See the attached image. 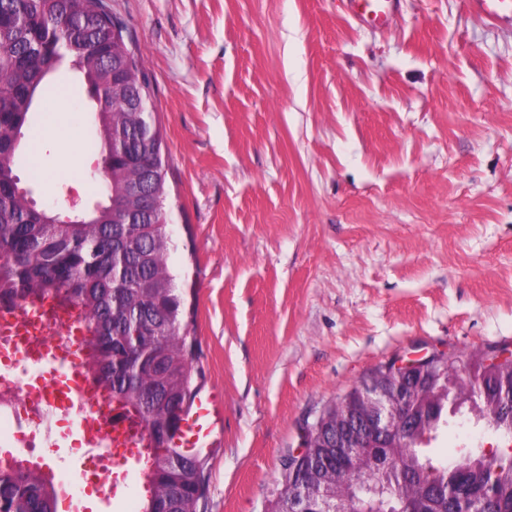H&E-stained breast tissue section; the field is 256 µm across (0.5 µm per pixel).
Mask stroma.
Here are the masks:
<instances>
[{
  "label": "stroma",
  "mask_w": 512,
  "mask_h": 512,
  "mask_svg": "<svg viewBox=\"0 0 512 512\" xmlns=\"http://www.w3.org/2000/svg\"><path fill=\"white\" fill-rule=\"evenodd\" d=\"M166 144L171 262L218 416L201 512H270L304 427L394 358L512 348V24L468 0H108ZM66 102L37 142L78 207L100 156ZM501 438L469 416L435 454ZM353 17L377 28L387 27L399 0H346Z\"/></svg>",
  "instance_id": "1"
}]
</instances>
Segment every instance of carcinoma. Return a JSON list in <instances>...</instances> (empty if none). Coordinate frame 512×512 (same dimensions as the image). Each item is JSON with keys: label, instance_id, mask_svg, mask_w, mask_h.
<instances>
[{"label": "carcinoma", "instance_id": "cac0c4a2", "mask_svg": "<svg viewBox=\"0 0 512 512\" xmlns=\"http://www.w3.org/2000/svg\"><path fill=\"white\" fill-rule=\"evenodd\" d=\"M123 21L107 0H0V254H22V264L0 263V299L17 302L77 295L87 332L86 362L105 394L138 410L154 442L153 498L139 512H199L206 485L205 461L173 445L179 421L171 408L187 413L200 387L192 366L196 337L185 319L179 273L171 266L175 242L169 231L165 144L157 123L144 125L133 106L151 97L150 86L129 49ZM94 102L90 149L101 155L94 174L104 200L78 224L59 220L53 209L29 207L26 197L41 178L30 155L41 114L55 89L53 74L65 55ZM24 166L29 187L17 168ZM152 175L140 197L130 188ZM25 190L22 195L19 190ZM123 256L134 276L117 286L111 254ZM460 361L438 354L419 380L414 398L394 402L395 429L376 437L370 455L344 458L336 453V429L367 411L361 401L370 386L394 393L398 379L379 367L313 423L305 453L284 462V481L275 512L290 507L301 487L355 497L374 512H404L392 491L400 473L409 475L404 494L427 500L426 512H512V495L493 499L486 486L490 470L499 483H512V454L465 444L448 463L425 449L448 419L463 408L486 419L512 443V363L476 365L481 385L472 392L455 387ZM456 493L448 497V475ZM57 493L37 469L0 468V512H56Z\"/></svg>", "mask_w": 512, "mask_h": 512}]
</instances>
